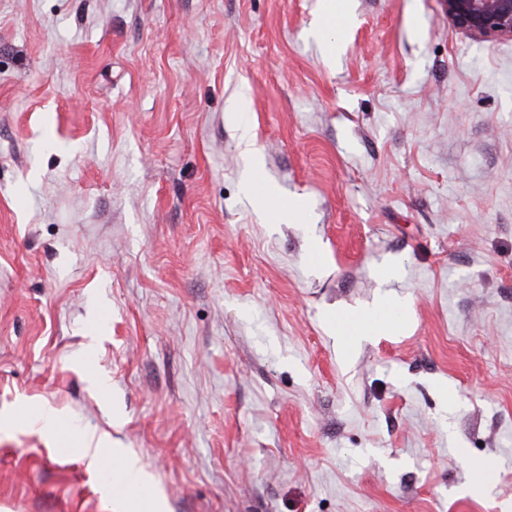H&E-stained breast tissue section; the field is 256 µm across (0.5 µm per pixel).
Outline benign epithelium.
Returning <instances> with one entry per match:
<instances>
[{
    "label": "benign epithelium",
    "mask_w": 512,
    "mask_h": 512,
    "mask_svg": "<svg viewBox=\"0 0 512 512\" xmlns=\"http://www.w3.org/2000/svg\"><path fill=\"white\" fill-rule=\"evenodd\" d=\"M449 22L475 39L512 40V0H442Z\"/></svg>",
    "instance_id": "1"
}]
</instances>
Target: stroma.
<instances>
[{
  "mask_svg": "<svg viewBox=\"0 0 512 512\" xmlns=\"http://www.w3.org/2000/svg\"><path fill=\"white\" fill-rule=\"evenodd\" d=\"M320 6L0 0V512H512V40ZM389 305L388 302H384L379 305V307L366 312L360 313L356 318V323L353 330L348 331L344 329H338L339 333L344 336H358L364 333H372L381 331L390 323H387L379 318V314L386 308L385 306ZM65 447H71L68 448L69 450L74 448L75 452L82 453L85 458L89 459V463L98 469L103 468L104 461L107 457H116L114 459L110 458L108 460V469L114 475L120 478H126L124 464L121 459L117 458L116 456L121 455L123 456L122 459L126 464L127 470L131 474L135 475L138 482L143 484L141 482V472L140 467L138 466V460L124 455L118 450H114V448H107L104 445L101 437L96 438L93 434H83L78 437H73L70 435L65 443ZM145 486L150 488L149 485ZM150 490L151 492L148 496L145 498H139L143 504L138 499L134 501H128L126 506L127 510L129 512H162L163 505L161 500L155 495L151 488Z\"/></svg>",
  "mask_w": 512,
  "mask_h": 512,
  "instance_id": "stroma-1",
  "label": "stroma"
}]
</instances>
